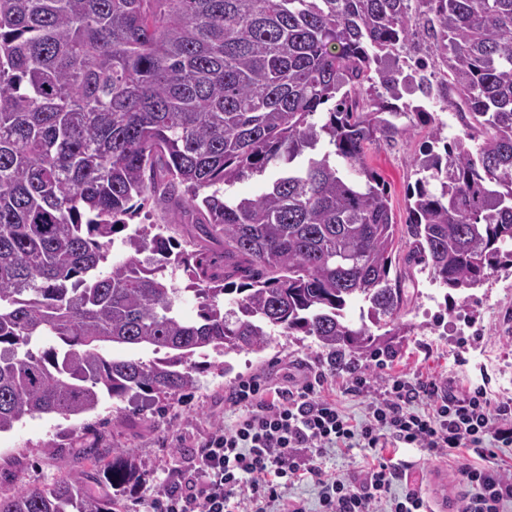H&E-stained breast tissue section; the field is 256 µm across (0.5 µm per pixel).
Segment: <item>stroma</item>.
I'll return each instance as SVG.
<instances>
[{
	"instance_id": "1",
	"label": "stroma",
	"mask_w": 512,
	"mask_h": 512,
	"mask_svg": "<svg viewBox=\"0 0 512 512\" xmlns=\"http://www.w3.org/2000/svg\"><path fill=\"white\" fill-rule=\"evenodd\" d=\"M428 132V124L422 123L414 135L379 139L366 151L367 162L387 183L400 225L409 220L408 190L417 179L412 159L423 151ZM405 286L409 299L394 330H375L370 353L355 360L372 388L381 389L387 375L419 372L453 376L465 384L487 377L494 393L512 397V276H492L462 295L416 270ZM376 353L389 356L386 369L375 368ZM227 360L230 373L205 369L195 386L167 398L127 400L118 406L106 399L94 411L68 420L45 415L0 432V495L26 487L48 490L71 476L90 493L112 499L116 512H132L134 501L156 495L172 479L176 464L191 458L211 431L234 424L240 411L230 406L229 396L241 381L283 385L290 377L319 370L336 387L346 376L331 366L317 344L292 336L274 337L263 352L232 353ZM116 450L140 473L123 493L102 478V468ZM414 456L420 461L416 477L434 512H458L466 489L447 462L424 458L419 450Z\"/></svg>"
}]
</instances>
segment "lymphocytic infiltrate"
Here are the masks:
<instances>
[{
    "label": "lymphocytic infiltrate",
    "instance_id": "lymphocytic-infiltrate-1",
    "mask_svg": "<svg viewBox=\"0 0 512 512\" xmlns=\"http://www.w3.org/2000/svg\"><path fill=\"white\" fill-rule=\"evenodd\" d=\"M325 380L318 372L284 386L240 383L230 398L241 411L234 425L212 431L144 512H308L286 493L301 482L318 488V512H432L403 448L458 464L468 489L459 512L512 504V398L485 382L461 390L455 379L423 375L388 376L375 393L357 372L330 395ZM346 395L365 398L362 419L346 413ZM355 448L363 455L350 472L323 469L324 452Z\"/></svg>",
    "mask_w": 512,
    "mask_h": 512
}]
</instances>
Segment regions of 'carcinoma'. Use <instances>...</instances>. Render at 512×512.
Here are the masks:
<instances>
[{
    "label": "carcinoma",
    "mask_w": 512,
    "mask_h": 512,
    "mask_svg": "<svg viewBox=\"0 0 512 512\" xmlns=\"http://www.w3.org/2000/svg\"><path fill=\"white\" fill-rule=\"evenodd\" d=\"M419 50L447 68L462 130L445 141L426 113L400 229L364 153L414 131L398 101L431 90L404 73ZM271 166L260 195L225 197ZM136 199L162 223L130 227ZM187 213L190 251L168 234ZM400 243L443 288L512 269V0H0V432L174 395L194 356L260 352L277 333L363 354L406 301ZM117 244L126 257L100 275ZM104 343L165 356L108 360ZM103 478L138 473L117 452ZM0 512L112 503L67 477Z\"/></svg>",
    "instance_id": "1"
}]
</instances>
